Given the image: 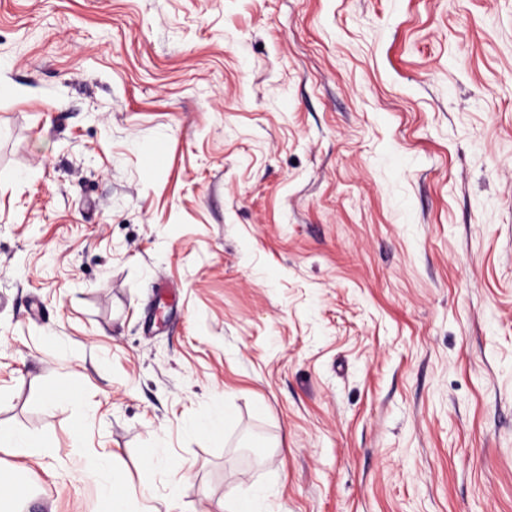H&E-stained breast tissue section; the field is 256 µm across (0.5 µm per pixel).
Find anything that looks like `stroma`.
Returning a JSON list of instances; mask_svg holds the SVG:
<instances>
[{
	"instance_id": "35a3bbf8",
	"label": "stroma",
	"mask_w": 512,
	"mask_h": 512,
	"mask_svg": "<svg viewBox=\"0 0 512 512\" xmlns=\"http://www.w3.org/2000/svg\"><path fill=\"white\" fill-rule=\"evenodd\" d=\"M0 423L21 512H512V0H0ZM0 447L9 448L14 455L27 456L32 448H41L34 437L12 426L0 424ZM110 473L109 480L101 482L102 475ZM86 478L99 485V511L98 512H124L126 508L127 493L125 480L115 467L112 452L98 456L85 465Z\"/></svg>"
}]
</instances>
